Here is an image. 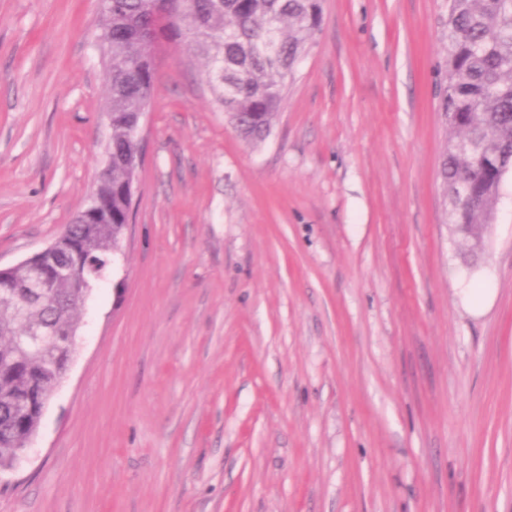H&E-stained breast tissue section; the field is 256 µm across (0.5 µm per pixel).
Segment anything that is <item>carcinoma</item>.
<instances>
[{"mask_svg":"<svg viewBox=\"0 0 512 512\" xmlns=\"http://www.w3.org/2000/svg\"><path fill=\"white\" fill-rule=\"evenodd\" d=\"M107 47L112 168L97 180L101 199L92 224L73 222L59 237L62 256L72 243L82 255L87 285L105 276L132 217L126 164L133 127L127 117L154 94L160 39H182L201 61L218 109L247 142L270 134L295 66L316 39L321 0H101ZM446 69L438 111L451 130L440 161L453 233L465 241L492 223L505 175L512 168V0H448ZM19 318L0 302V468L24 451L41 414L36 401L52 397L66 375L67 348L48 339L15 345L32 325L78 334L81 305L57 283L49 301L18 302Z\"/></svg>","mask_w":512,"mask_h":512,"instance_id":"cac0c4a2","label":"carcinoma"}]
</instances>
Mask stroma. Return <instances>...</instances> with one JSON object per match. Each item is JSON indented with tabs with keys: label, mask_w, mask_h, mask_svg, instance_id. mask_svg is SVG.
Segmentation results:
<instances>
[{
	"label": "stroma",
	"mask_w": 512,
	"mask_h": 512,
	"mask_svg": "<svg viewBox=\"0 0 512 512\" xmlns=\"http://www.w3.org/2000/svg\"><path fill=\"white\" fill-rule=\"evenodd\" d=\"M448 0H323L269 137L166 44L133 222L0 512H512V172L464 264ZM100 0H0V267L111 136Z\"/></svg>",
	"instance_id": "stroma-1"
}]
</instances>
